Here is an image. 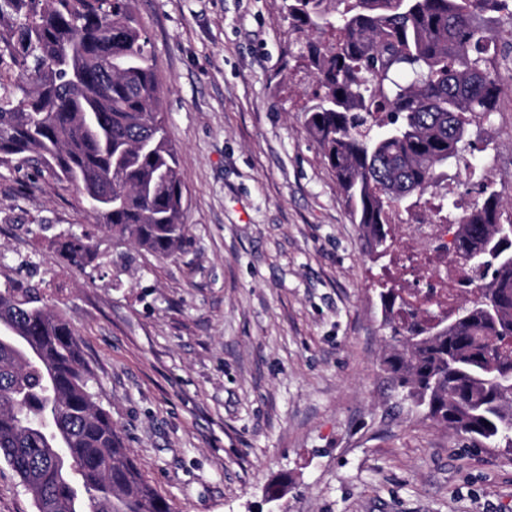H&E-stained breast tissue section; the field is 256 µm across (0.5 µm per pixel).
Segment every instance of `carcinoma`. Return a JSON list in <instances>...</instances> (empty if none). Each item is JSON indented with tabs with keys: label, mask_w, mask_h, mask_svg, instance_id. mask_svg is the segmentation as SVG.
I'll return each instance as SVG.
<instances>
[{
	"label": "carcinoma",
	"mask_w": 512,
	"mask_h": 512,
	"mask_svg": "<svg viewBox=\"0 0 512 512\" xmlns=\"http://www.w3.org/2000/svg\"><path fill=\"white\" fill-rule=\"evenodd\" d=\"M134 0H0V164L75 187L97 227L169 256L184 239L178 157ZM493 0H289L311 69L304 125L336 174L370 249L394 214L429 203L466 157L472 118L496 111ZM501 198L483 176L459 215L465 254L485 249ZM454 323L437 328L378 280L396 388L449 430L512 452V243ZM65 258L91 256L68 235ZM71 327L35 288L0 289V461L37 512H170L94 401Z\"/></svg>",
	"instance_id": "1"
}]
</instances>
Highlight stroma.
Listing matches in <instances>:
<instances>
[{"mask_svg": "<svg viewBox=\"0 0 512 512\" xmlns=\"http://www.w3.org/2000/svg\"><path fill=\"white\" fill-rule=\"evenodd\" d=\"M178 153L185 242L97 231L80 193L0 166V285L72 328L142 479L171 512H512V453L394 390L364 248L298 107L284 0H135ZM471 126L512 222V49ZM90 232L84 268L59 244ZM280 498L268 502L271 490Z\"/></svg>", "mask_w": 512, "mask_h": 512, "instance_id": "obj_1", "label": "stroma"}]
</instances>
